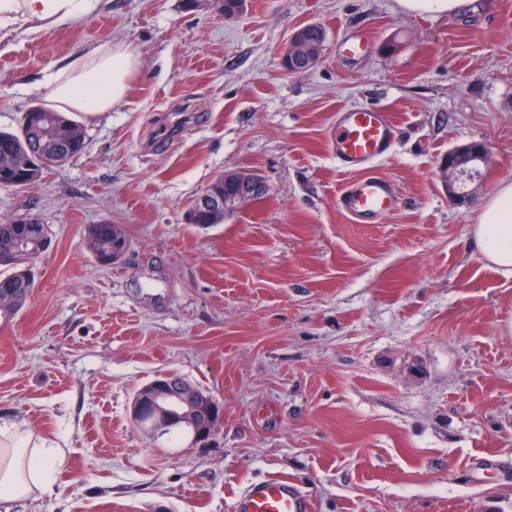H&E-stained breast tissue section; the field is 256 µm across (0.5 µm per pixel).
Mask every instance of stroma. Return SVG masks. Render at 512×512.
<instances>
[{"label": "stroma", "instance_id": "35a3bbf8", "mask_svg": "<svg viewBox=\"0 0 512 512\" xmlns=\"http://www.w3.org/2000/svg\"><path fill=\"white\" fill-rule=\"evenodd\" d=\"M321 25L309 71L282 64ZM369 37L365 55L339 54ZM109 41L141 66L112 111L79 116L83 152L26 188L0 186V221L47 224L26 304L0 318V418L60 445L52 489L12 512H232L251 482L294 480L313 512H512V281L469 236L480 201L512 180V0L414 16L397 0H99L69 24L0 31V129L71 53ZM398 127L374 169L394 210L355 224L336 198L353 175L327 139L339 110ZM483 144L465 202L440 164ZM268 194L224 223L185 221L224 171ZM123 225L102 266L91 225ZM171 373L223 406L203 444L152 440L135 391Z\"/></svg>", "mask_w": 512, "mask_h": 512}]
</instances>
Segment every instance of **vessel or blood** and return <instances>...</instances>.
Listing matches in <instances>:
<instances>
[{"label":"vessel or blood","mask_w":512,"mask_h":512,"mask_svg":"<svg viewBox=\"0 0 512 512\" xmlns=\"http://www.w3.org/2000/svg\"><path fill=\"white\" fill-rule=\"evenodd\" d=\"M396 141L391 115L369 106L347 108L336 114L328 135V148L337 163L356 171L336 202L356 224H373L394 207L393 186L385 176L373 171ZM310 497L294 481L266 478L251 483L234 504V512H311Z\"/></svg>","instance_id":"vessel-or-blood-1"}]
</instances>
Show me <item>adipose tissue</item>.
Masks as SVG:
<instances>
[{
	"instance_id": "1",
	"label": "adipose tissue",
	"mask_w": 512,
	"mask_h": 512,
	"mask_svg": "<svg viewBox=\"0 0 512 512\" xmlns=\"http://www.w3.org/2000/svg\"><path fill=\"white\" fill-rule=\"evenodd\" d=\"M97 0H0V30L19 22L63 24L92 14ZM140 60L129 46L110 41L71 55L41 86L59 112L93 115L120 103ZM469 234L495 273L512 280V181L501 182L482 203ZM63 457L59 446L24 424L0 422V502L28 500L51 488L50 473Z\"/></svg>"
}]
</instances>
